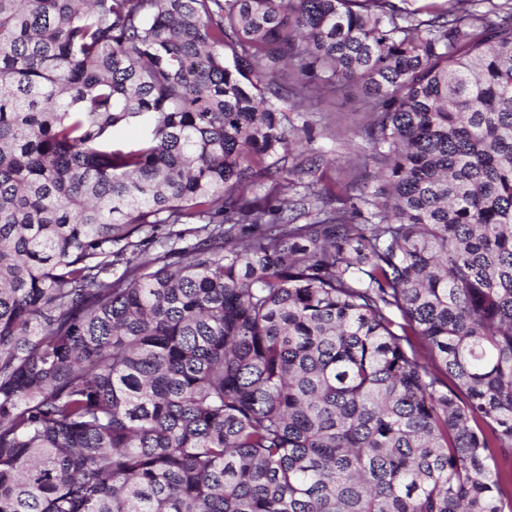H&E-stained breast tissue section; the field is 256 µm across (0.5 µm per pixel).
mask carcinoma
Here are the masks:
<instances>
[{
	"label": "carcinoma",
	"instance_id": "cac0c4a2",
	"mask_svg": "<svg viewBox=\"0 0 512 512\" xmlns=\"http://www.w3.org/2000/svg\"><path fill=\"white\" fill-rule=\"evenodd\" d=\"M0 512H512V0H0ZM355 94L338 89L335 92L313 89L300 108L288 111V128H313L315 151L327 161L321 185L330 187L341 198L353 195L351 185L366 173L376 171L371 164L365 169L364 158L355 148L362 139L356 133L370 120L369 112H361ZM335 163L332 164V161ZM366 170V172H365Z\"/></svg>",
	"mask_w": 512,
	"mask_h": 512
}]
</instances>
